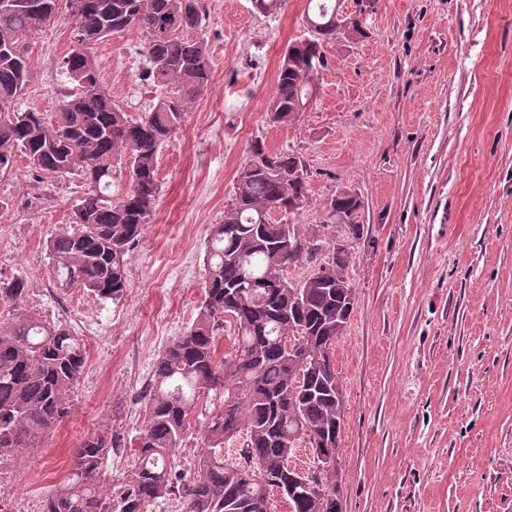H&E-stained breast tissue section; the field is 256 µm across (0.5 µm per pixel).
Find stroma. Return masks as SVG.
Listing matches in <instances>:
<instances>
[{
  "instance_id": "1",
  "label": "stroma",
  "mask_w": 512,
  "mask_h": 512,
  "mask_svg": "<svg viewBox=\"0 0 512 512\" xmlns=\"http://www.w3.org/2000/svg\"><path fill=\"white\" fill-rule=\"evenodd\" d=\"M305 4L264 16L251 0H207L198 34L213 77L161 148V195L126 256L121 300L57 288L49 273L46 241L71 230L81 180L40 178L21 156L0 173V280L23 277L26 312L86 348L70 415L0 466L8 512H40L93 433L123 444L104 461L108 491L134 470L152 366L197 316L210 227L254 138L305 161L309 201L295 222L324 230L321 259L343 240L351 253L355 305L332 350L342 512H512V0H379L363 35L326 44L306 112L277 125L267 106ZM71 30L63 15L30 39L23 108L50 111L69 88ZM140 47L130 32L94 49L104 87L134 118L161 94ZM341 190L362 201L360 238L322 226ZM223 405L220 391L197 401L177 476L194 477Z\"/></svg>"
}]
</instances>
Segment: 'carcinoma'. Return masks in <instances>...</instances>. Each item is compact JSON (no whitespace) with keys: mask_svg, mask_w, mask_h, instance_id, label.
I'll use <instances>...</instances> for the list:
<instances>
[{"mask_svg":"<svg viewBox=\"0 0 512 512\" xmlns=\"http://www.w3.org/2000/svg\"><path fill=\"white\" fill-rule=\"evenodd\" d=\"M306 36L281 58L268 120L295 121L327 67L323 45L336 38L337 0H307ZM65 5L74 46L61 61L73 83L54 111L17 107L31 71L28 40ZM202 0H0V172L24 156L48 177H79L85 187L73 210V229L47 242L60 287H79L114 302L129 288L126 254L152 223L161 185L162 144L184 125L187 105L212 80L208 45L187 35L201 27ZM134 31L147 73L157 86H173L151 111L131 118L104 88L93 49ZM126 187L112 196V181ZM306 164L285 149L253 140L237 172L232 204L211 227L204 256V298L182 336L158 356L146 399V422L136 436L137 465L120 493L104 491L102 462L116 447L107 431L74 449L72 469L44 500L43 512H149L173 494L182 512H276L272 484L249 478L258 470L288 476L299 443L314 454L336 455L319 440L340 438L344 403L332 350L350 318L355 293L347 276L350 252L336 245L327 273L295 283L288 266L316 259L324 237L273 218L307 203ZM326 224H342L360 237L359 197L341 190L324 204ZM26 281H0V298L16 311L0 330V462L54 431L71 410L86 357L81 339L62 324L21 311ZM234 327V347L216 362V335ZM293 336L303 356H293ZM224 388V407L212 417L192 481L177 483L173 456L188 417L204 392ZM243 436L235 458L224 442ZM308 493L291 498L292 512H341L338 469L305 471Z\"/></svg>","mask_w":512,"mask_h":512,"instance_id":"obj_1","label":"carcinoma"}]
</instances>
